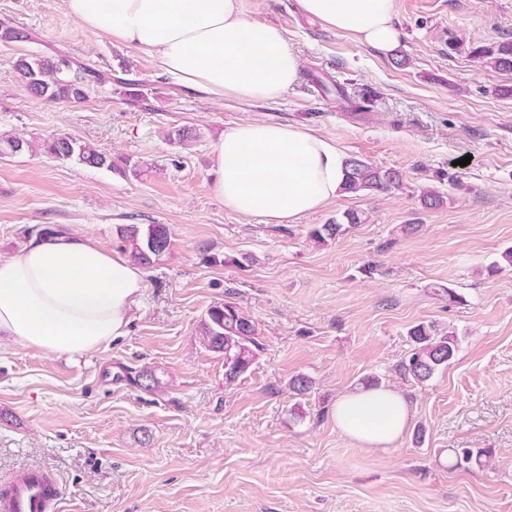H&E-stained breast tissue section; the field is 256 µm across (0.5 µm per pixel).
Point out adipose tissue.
Here are the masks:
<instances>
[{
    "label": "adipose tissue",
    "instance_id": "1",
    "mask_svg": "<svg viewBox=\"0 0 512 512\" xmlns=\"http://www.w3.org/2000/svg\"><path fill=\"white\" fill-rule=\"evenodd\" d=\"M325 26L389 53L400 33L394 0H297ZM64 11L155 58L163 73L212 101L274 100L297 84L301 57L284 30L248 19L239 0H62ZM226 208L280 222L336 200L346 157L317 132L249 119L212 146ZM147 284L142 268L77 232L31 239L0 259V343L80 356L128 335ZM412 410L388 387L337 398V429L362 447H393Z\"/></svg>",
    "mask_w": 512,
    "mask_h": 512
}]
</instances>
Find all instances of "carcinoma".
Listing matches in <instances>:
<instances>
[{"mask_svg":"<svg viewBox=\"0 0 512 512\" xmlns=\"http://www.w3.org/2000/svg\"><path fill=\"white\" fill-rule=\"evenodd\" d=\"M469 54L498 70L512 72L511 40L473 45ZM14 68L29 92L38 99L54 103H77L85 99L87 84L80 77L82 70L74 68L71 61L63 56H21L14 62ZM315 84L323 94H335L336 101L346 104L352 111L368 110L365 105L367 99L357 101L351 98L338 82L328 86L317 78ZM41 147L45 154L53 158L74 160L89 167L106 168L121 174L128 167V159L101 152L70 135H52L42 141ZM26 148H30V144L20 138H0L1 155L19 153ZM401 184L402 173L396 169L377 167L356 157H349L345 161L343 193H388L398 189ZM359 223L361 218L358 212L348 211L343 213L342 220L321 224L312 229L309 235L319 242L334 240ZM121 238L132 243L134 258L146 267L153 265L170 244L169 232L163 224H150L143 231L131 225L121 231ZM409 335L414 347L400 362L399 372L418 384L428 381L448 366L458 349L455 332L442 331L433 323H420L410 329ZM202 336L209 350L224 356V379L227 383L237 381L254 363L256 349L259 348L257 329L236 303L226 301L209 308L202 320ZM135 384L150 392L161 389L159 378L148 369L139 372ZM481 456V450L474 452L463 448L455 453L454 468L467 469L471 463L479 462Z\"/></svg>","mask_w":512,"mask_h":512,"instance_id":"1","label":"carcinoma"}]
</instances>
